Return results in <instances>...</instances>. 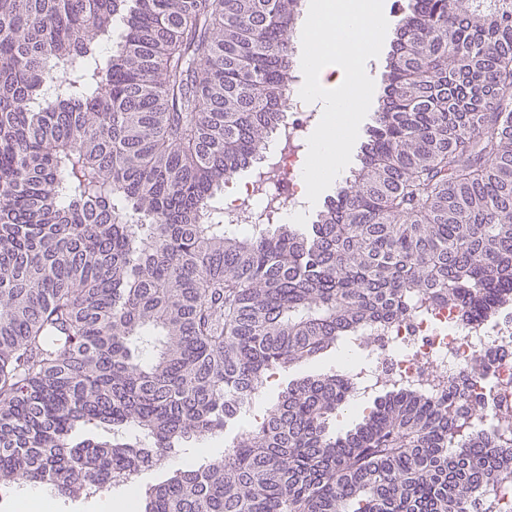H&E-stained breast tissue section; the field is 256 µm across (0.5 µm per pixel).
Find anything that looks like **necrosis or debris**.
Here are the masks:
<instances>
[{"label": "necrosis or debris", "instance_id": "4bbe7bcc", "mask_svg": "<svg viewBox=\"0 0 512 512\" xmlns=\"http://www.w3.org/2000/svg\"><path fill=\"white\" fill-rule=\"evenodd\" d=\"M315 112L300 96L290 95L287 128L268 152L262 178H249L224 204L228 224H273L302 206L297 177L308 152ZM374 375L393 382L428 388L473 374L469 401L495 420L512 410V309L495 320L469 322L464 309L431 303L428 310L402 321L371 329Z\"/></svg>", "mask_w": 512, "mask_h": 512}]
</instances>
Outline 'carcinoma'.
<instances>
[{"label":"carcinoma","instance_id":"carcinoma-1","mask_svg":"<svg viewBox=\"0 0 512 512\" xmlns=\"http://www.w3.org/2000/svg\"><path fill=\"white\" fill-rule=\"evenodd\" d=\"M302 0H0V494L136 491V512H470L512 414L355 370H273L430 299L512 305V0H407L361 167L306 232L224 223L285 119ZM168 477L142 487L139 476ZM273 372L275 373V377L265 381L264 388L254 401V404L250 411L247 413L246 417L229 422L224 428V438L208 442L210 445V456L222 454V452L227 449L226 447L231 445L233 438L242 428L248 427L252 425V423H255L256 416L263 418L266 414L269 404L276 401L278 395L281 394L288 381L293 377L292 374H288L287 372L276 370Z\"/></svg>","mask_w":512,"mask_h":512}]
</instances>
